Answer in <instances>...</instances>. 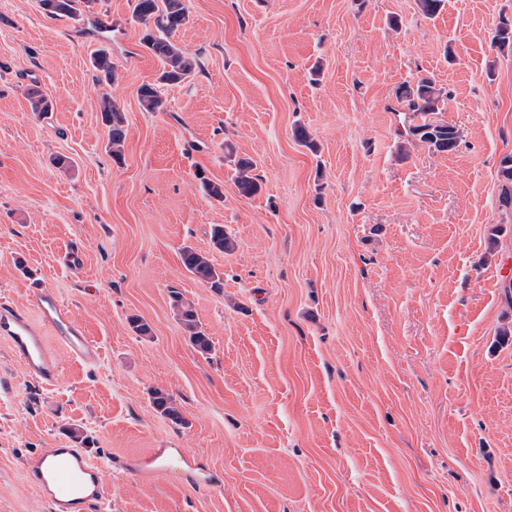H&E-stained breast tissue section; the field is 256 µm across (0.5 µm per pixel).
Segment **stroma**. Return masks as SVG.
I'll list each match as a JSON object with an SVG mask.
<instances>
[{"instance_id": "35a3bbf8", "label": "stroma", "mask_w": 512, "mask_h": 512, "mask_svg": "<svg viewBox=\"0 0 512 512\" xmlns=\"http://www.w3.org/2000/svg\"><path fill=\"white\" fill-rule=\"evenodd\" d=\"M185 4L175 40L200 69L146 112L138 89L160 63L133 0L87 10L111 23L107 41L39 0H0V299L26 310L33 289H56L102 353L94 368L64 359L44 387L0 340V512H51L26 463L61 447L111 463L101 512H512V341H498L512 305L497 274L512 257L498 178L512 48L494 44L512 0H445L432 18L418 0ZM103 48L118 72L99 85ZM421 75L447 95L452 152L407 140L395 91ZM106 93L126 119L120 165ZM228 144L256 161V195H239ZM217 224L234 252L212 250ZM186 246L208 253L221 290L184 269ZM156 388L184 424L155 411ZM153 448L167 468L145 479ZM181 448L204 483L188 482ZM171 307L177 315L180 325L192 346L201 354H208L212 349L210 337L201 328L192 304L180 292L172 291Z\"/></svg>"}]
</instances>
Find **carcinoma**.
<instances>
[{
    "label": "carcinoma",
    "instance_id": "1",
    "mask_svg": "<svg viewBox=\"0 0 512 512\" xmlns=\"http://www.w3.org/2000/svg\"><path fill=\"white\" fill-rule=\"evenodd\" d=\"M42 10L51 18H76L81 14L80 4L92 0H39ZM133 16L145 26L141 37L142 47L155 56L161 69L153 82L144 83L139 87L138 97L143 110L158 112L164 110L165 99L162 88L179 85L191 78L198 66L196 58L185 51L175 41L174 36L179 28L189 21V12L185 0H134ZM96 78L100 82L110 84L116 79V66L107 50H99L91 60ZM31 110L38 114L53 111L52 101L46 97L38 86L32 85L27 90ZM395 98L402 110L421 117L417 124L408 127V140L417 141L435 153H449L455 150L460 142L459 131L433 118L443 110L444 93L437 88L435 82L428 77H421L413 83L404 84L395 92ZM102 122L108 128V149L112 160L122 163L123 148L127 130L124 113L112 99L105 94L100 99ZM236 186L245 197L257 194L261 186L254 171L256 162L249 157L236 160ZM504 205L512 203V156L502 158L499 170ZM210 244L213 249L227 254L232 253L235 241L224 233V227L216 225L211 229ZM181 261L185 270L197 280L217 290L223 288V273L212 264L207 254L186 246L181 252ZM171 307L177 315L180 325L192 346L201 354L212 349L210 337L201 328L192 304L180 292L173 291L170 295ZM151 403L154 409L176 425L185 424L175 399L164 389L155 388L151 391Z\"/></svg>",
    "mask_w": 512,
    "mask_h": 512
}]
</instances>
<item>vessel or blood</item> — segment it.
<instances>
[{
  "instance_id": "obj_1",
  "label": "vessel or blood",
  "mask_w": 512,
  "mask_h": 512,
  "mask_svg": "<svg viewBox=\"0 0 512 512\" xmlns=\"http://www.w3.org/2000/svg\"><path fill=\"white\" fill-rule=\"evenodd\" d=\"M32 302L30 313L0 302V339L9 344L27 377L45 387L53 385L65 354L89 367L99 362V347L73 320L55 289H38ZM107 470L82 449L49 448L31 459L28 475L52 512H92L106 497Z\"/></svg>"
}]
</instances>
